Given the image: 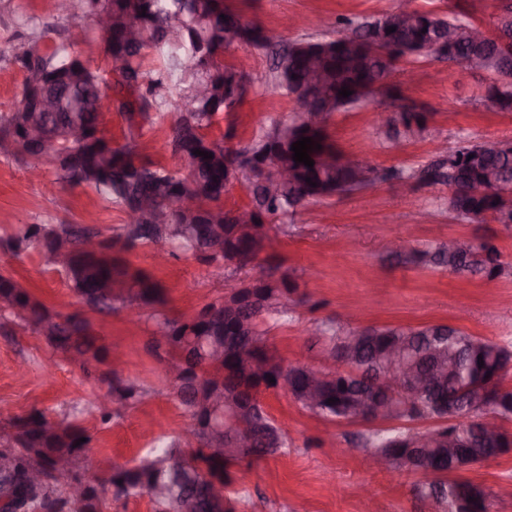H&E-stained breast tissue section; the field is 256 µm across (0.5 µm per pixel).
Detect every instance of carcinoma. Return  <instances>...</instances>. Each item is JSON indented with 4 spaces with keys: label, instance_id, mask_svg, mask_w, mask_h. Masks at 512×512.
I'll return each instance as SVG.
<instances>
[{
    "label": "carcinoma",
    "instance_id": "obj_1",
    "mask_svg": "<svg viewBox=\"0 0 512 512\" xmlns=\"http://www.w3.org/2000/svg\"><path fill=\"white\" fill-rule=\"evenodd\" d=\"M78 4L67 14L105 15L111 21L106 52L122 74L125 94L116 102L127 122L125 143L114 144L102 127V103L110 89L102 75L72 46L61 44L49 50L35 38L14 55V63L24 74L35 70L52 76L59 88L48 112H40L21 99L14 111L0 115V141L14 139L12 149L0 147V155L18 160L39 156V145L28 140L25 132L33 124L49 127L56 137V153L65 156L67 162L59 164L52 156L42 162L55 170L59 180L94 190L123 214L134 201L148 198L168 219L161 224L150 220L132 224L125 218L107 236L112 248L96 255L83 250V238L92 231L80 224H20L12 233L0 236V248L16 259L33 250L47 267L56 270L57 245L61 236H67L66 280L84 307L101 315L136 308L154 322L156 330L165 332L168 354L179 357L187 351L178 375L182 386L175 394L190 421L188 435L199 447L187 454L174 444L162 445L134 465L110 466L105 476L91 471L87 460L93 436L81 424V417L94 411L101 424L109 425L148 394L139 383L109 370L102 378L111 390L113 408L75 406L54 423L37 408L22 416L0 419V449L12 458L11 467L0 470V501H5L0 512H102L101 493L105 490L114 500L124 502L146 494L154 512H184L188 499L195 503L193 512H213L211 497L222 486L229 488L230 508L226 512H237L239 497L230 490L233 481L224 480V475L232 465L253 455L268 456L288 445L286 434L261 400L263 390L250 381L252 365L261 362L272 372L285 373L292 385L289 396L305 411L326 421L350 423L355 421L358 400H374L385 393L380 355L402 338L417 364L418 378L426 383L424 398L417 400L404 389L397 392L388 420H425L436 428L446 425L448 416L453 415L455 423L449 430L458 440L462 417L470 413L488 419L493 432L486 440L462 442L452 453L433 448L416 457L413 445L423 432L374 429L363 436L364 447L398 462L397 472L438 473L435 480L417 487L419 496L433 500L438 512H489V494L482 485L448 475L458 472L457 463L473 461L488 448H497L502 455L512 450V434L497 425L512 421V389L503 385L512 362L511 347L485 338L482 345L474 346L473 335L445 324L343 332L334 322H324L318 332L324 347L332 352L342 340L360 337L356 352L359 371L344 375L334 367L326 368L322 400L311 405L305 400L303 365L283 369L267 346L271 328L288 319V300L298 294L295 278L282 274L265 280L258 300L243 308L236 319L224 313L226 296L221 295L200 308L206 319L182 320L165 313L163 288L151 275L133 268L127 255L143 246L168 245L171 257L190 254L222 271L239 270L255 262L266 250L269 236L232 223L234 210L220 202L234 187L228 169L266 154L271 155V162L294 167L298 173L275 193L259 184L244 186L249 196L244 210L260 221L293 215L308 204L334 195H351L387 181L426 186L453 182L457 193L442 199L441 208L460 223L497 221L501 212L512 213V154L483 155L480 142L465 140L447 149L455 156L452 163L444 159L379 171L361 161L347 165L334 162L338 151L327 132V120L334 113L347 112L374 97L376 84L391 76L399 60L426 57L425 43L448 31L455 38L441 59L463 65L471 56L485 58L484 73L489 81L481 98L493 97L497 111L512 112V73L505 70V66H512L506 60L512 50V4L502 5L496 16L498 39L485 43L469 39L473 23L419 7L414 8V20L407 24L397 20L394 9L377 17L342 20L351 33L339 40L324 33L296 38L280 47L261 25H254L242 46L273 56L265 91L287 95L296 107L289 119L273 123L243 148L228 144L230 133L215 140L206 134L218 114L236 111L252 84L248 73L224 63V52L236 47L226 40L225 32L243 24L242 16L225 0H78ZM174 20L184 29L178 41L167 37ZM390 27L395 31L388 34ZM151 53L162 59L163 65L147 72L143 62ZM202 86L210 88V97L198 98ZM344 88L352 95L342 97L339 91ZM314 91L329 109L322 125L305 127L298 123L299 111L307 93ZM177 92L186 103L170 126L169 144L174 154L188 162L186 175L151 161L137 162L150 112L160 111ZM430 121L431 113L411 112L403 105L396 112L395 124L381 128V132L391 141L415 140L428 130ZM303 137L321 145L308 152L314 160L311 168L293 160L291 145ZM196 149L212 157L193 154ZM486 168L498 172L500 185L493 194L475 199L468 188ZM307 177L317 186H310ZM190 190L200 201L198 209L180 206ZM408 259L422 267L449 264L451 273L481 274L488 279L512 273V263L501 260L498 250L485 241L472 244L470 253L451 263L439 245L413 250ZM3 299L8 301L6 306L0 304L4 322L32 330L64 356L74 352L97 364L106 363L111 349L93 334L83 314L60 315L7 269H0V301ZM480 361L484 365H478ZM216 375L222 376L223 390L248 408L253 424L258 426L248 436L234 415L224 413L227 438L252 439L250 446L230 456L207 453L201 447L216 421L217 407L206 403L216 388ZM333 398L337 399L334 404ZM80 438L85 442L77 443ZM60 460L68 462L73 478L86 482L84 495H73L68 484L57 477Z\"/></svg>",
    "mask_w": 512,
    "mask_h": 512
}]
</instances>
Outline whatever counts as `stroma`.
I'll use <instances>...</instances> for the list:
<instances>
[{"instance_id":"1","label":"stroma","mask_w":512,"mask_h":512,"mask_svg":"<svg viewBox=\"0 0 512 512\" xmlns=\"http://www.w3.org/2000/svg\"><path fill=\"white\" fill-rule=\"evenodd\" d=\"M57 0H0V114L14 110L23 74L13 62L22 48L21 34L39 37L45 47L75 43L108 85L121 80L105 52L91 19L71 17L56 9ZM418 6L456 14L492 27L500 0H416ZM396 0H232L244 19L259 22L273 41L318 34V20L358 19L390 11ZM226 59L255 80L245 103L212 127L213 135L233 132L234 146H246L273 122L285 119L294 103L289 97L266 94L262 83L269 57L248 48L230 50ZM395 94L375 96L366 105L335 113L328 133L348 158L372 167L408 168L430 161L437 145L459 140H512V113L487 108L478 96L485 75L434 58L398 63L391 77ZM415 103L431 112L424 138L393 143L374 125L375 112ZM177 113L165 106L161 118L146 129L150 158L170 169L185 162L168 145L169 127ZM29 160L0 156V231L20 224H84L101 232L121 223V212L92 189L60 182L50 167L31 178ZM447 187L385 182L364 191L332 197L301 209L293 222L273 220L268 250L271 265L290 273L301 299L292 303L287 321L272 328L268 344L283 366L320 360L323 343L316 328L326 321L345 327L421 326L443 323L466 333L512 346V276L487 279L460 276L442 268L407 262L414 248L465 237L493 244L502 259L512 262V226L492 221L460 223L437 208ZM155 250L143 247L129 260L163 287L166 312L174 317L194 314L212 298L228 291L237 274L216 275L192 256L157 263ZM15 271L33 293L55 311L69 315L82 305L64 276L46 268L37 253L22 259L0 251V267ZM100 337L119 359V373L143 384L147 395L122 419L104 426L85 417L94 428L92 453L115 464L133 463L155 440L182 438L189 420L175 399L165 367L147 349L152 326L129 321L125 312L90 314ZM109 388L99 370L63 359L42 336L30 330L0 328V417L22 415L32 407L57 419L70 405L106 396ZM262 401L288 436L287 448L234 467L235 487L247 505L241 512H436L420 498L417 475L380 472L368 464L360 437L368 423H330L300 409L283 392H267ZM492 494L491 512H512V452L467 471Z\"/></svg>"}]
</instances>
